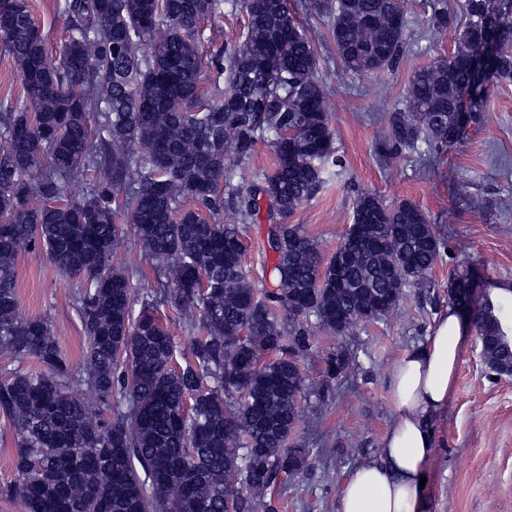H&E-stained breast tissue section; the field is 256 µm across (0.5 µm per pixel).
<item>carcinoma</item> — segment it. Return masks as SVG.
I'll return each mask as SVG.
<instances>
[{
  "mask_svg": "<svg viewBox=\"0 0 512 512\" xmlns=\"http://www.w3.org/2000/svg\"><path fill=\"white\" fill-rule=\"evenodd\" d=\"M311 5L349 72L403 59V0ZM226 7L245 15L243 33L205 53L201 24ZM427 8L432 33L453 24L447 0ZM65 12L67 39L52 59L33 34L29 0H0V44L24 87L22 103L0 106V355L40 365L0 381V418L17 448L15 479L0 494L23 512H278L271 488L307 464L292 435L304 390L298 357L314 352L308 318L348 336L387 315L406 288L428 281L446 239L417 205H388L369 190L357 192L353 212L365 235L342 241L348 266L324 263L288 223L343 168L314 76L319 56L290 0H65ZM462 13L451 53L413 69L385 153L448 151L479 124L487 87L512 82V18L495 0H463ZM268 136L274 172L236 181ZM76 184L85 185L79 198ZM263 199L272 287L259 292L243 269L241 225ZM226 210L234 223L219 221ZM123 220L154 288L112 265ZM22 247L45 249L82 286L77 369L47 321L18 313ZM338 280L365 291L338 290ZM475 286L467 267L448 296L467 312ZM163 304L189 316L182 363ZM508 305L487 294L475 317L496 369L512 368ZM349 363L344 350L327 355L326 381Z\"/></svg>",
  "mask_w": 512,
  "mask_h": 512,
  "instance_id": "cac0c4a2",
  "label": "carcinoma"
}]
</instances>
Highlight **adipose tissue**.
<instances>
[{
	"label": "adipose tissue",
	"instance_id": "ef3b65f1",
	"mask_svg": "<svg viewBox=\"0 0 512 512\" xmlns=\"http://www.w3.org/2000/svg\"><path fill=\"white\" fill-rule=\"evenodd\" d=\"M463 334L455 313L442 314L424 342L395 361L389 391L396 417L377 455L345 477L336 512H419L434 422L448 404Z\"/></svg>",
	"mask_w": 512,
	"mask_h": 512
}]
</instances>
